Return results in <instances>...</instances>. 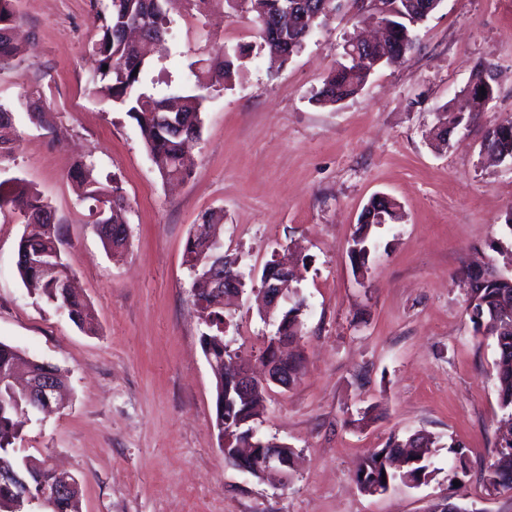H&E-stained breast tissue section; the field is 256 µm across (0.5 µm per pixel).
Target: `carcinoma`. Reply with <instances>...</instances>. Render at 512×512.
<instances>
[{"mask_svg": "<svg viewBox=\"0 0 512 512\" xmlns=\"http://www.w3.org/2000/svg\"><path fill=\"white\" fill-rule=\"evenodd\" d=\"M163 0H108L105 9L95 13L98 23V38L92 50L96 57V67L90 77L93 92L121 107L132 119L140 132L144 146L164 179H185L192 174L193 163L185 153V144L199 137L201 113L205 95L201 91L214 86L218 77L226 82L237 74L238 62L250 56L251 46L240 45L230 56L226 53L211 59L193 72L200 92L180 95L179 124L189 127V132L179 136L177 130L159 122L165 109L172 102L168 96L157 97L145 90L149 64L141 54L137 43L128 40L127 31L137 27L146 29L145 35L155 45H163L168 30V20L162 6ZM321 0H188L194 9L202 13L213 5L226 4L233 9L254 16L258 23V33L263 49L270 60L285 63L297 53L304 43L313 36L309 29L310 18L317 14ZM393 5L392 13L386 18L390 27L384 43L372 48L371 54L386 57L387 62H400L415 47L414 32L408 31L405 17L419 0H383ZM20 17L17 15L14 0H0V65L18 58L21 48L15 41L13 31ZM108 69H103V66ZM371 75L370 63L347 61L339 64L323 79L322 85L313 95L321 105L336 104L355 96ZM496 73L491 64L479 62L474 66L471 85L463 88L468 102L464 117H458L456 110L446 107L444 112L452 115V120L440 121L448 130L434 133V138L447 142V132L458 126L469 127L480 112V88L495 84ZM22 105L32 122L50 130L52 125L47 117V109L41 96L33 92L22 94ZM482 146L488 153L497 155L504 162L512 161V120H506L489 129L482 136ZM92 162L78 161L69 172V178L77 186L80 197L94 200L102 205L103 211L96 221V227L104 223H126L127 202L119 183L103 184L93 176ZM17 215L23 232L17 246L16 268L21 281L32 286L47 303L64 310L69 319L83 328L92 324V309L88 302L75 291H66L64 282L69 279V265L54 255L58 244L61 226L56 224L54 213L48 202L23 181L17 180L6 192L0 190V213ZM222 216L214 212L202 215V224L208 226L211 236H188L184 249V263L193 271L191 295L198 308L207 331L201 338L204 355L216 377V401L225 402L228 416L242 422L240 431L254 429V423L263 406L265 388L254 389L247 398H242L234 381L224 378V360L238 358V354L227 351L224 342V303L222 295L210 289L205 281L204 265L200 258L211 253L220 254V221ZM401 219L399 206L387 196H374L364 207L359 228L353 238L355 249L350 258L353 263L365 266L370 247L367 229L375 224L396 223ZM506 292L512 298V283L502 281L486 288H475L470 302L474 307ZM303 300L291 297L288 311L281 318L283 326L266 337L259 349L258 360L274 353L284 345H293L302 338L303 321L301 309ZM476 331L494 339L497 358L495 360L498 381V397L503 412L502 421L512 426V314H486L481 323L473 322ZM28 371V380H38L49 371L57 370L32 358L26 357L16 347L0 341V464L15 470L19 485L0 484V512H27L30 503L18 496L19 488L28 489L34 495L49 481L53 480L52 469L45 461L32 456L18 454L13 447L22 425L21 417L33 414L38 407L23 389L16 386L13 375L19 368ZM421 455L415 462L396 470L393 461L401 448L389 440L384 448L368 455L356 474L358 488L369 493L375 487L384 488L382 479L394 481L406 476H429L431 458L438 448L437 438L425 434L419 437ZM512 476V453L501 454L496 461V470L486 476L487 485L494 490H512V480L500 482L498 478ZM80 491L56 499L51 512H79Z\"/></svg>", "mask_w": 512, "mask_h": 512, "instance_id": "cac0c4a2", "label": "carcinoma"}]
</instances>
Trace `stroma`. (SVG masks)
I'll return each instance as SVG.
<instances>
[{
  "mask_svg": "<svg viewBox=\"0 0 512 512\" xmlns=\"http://www.w3.org/2000/svg\"><path fill=\"white\" fill-rule=\"evenodd\" d=\"M15 9L27 50L0 66V104L13 112L0 184L23 180L50 203L94 315L93 330L80 329L25 288L16 269L23 226L0 214V341L57 366L67 384L63 407L24 425L20 454L72 473L80 512H429L449 495L471 512H512V491L485 483L501 417L496 350L473 328L460 273L489 264L512 274V169L480 153L484 130L512 119V0H441L405 63L379 68L332 106L311 96L355 32L349 15L331 17L272 70L255 22L173 0L167 51L147 78L156 95L193 92L191 61L252 47L205 103L193 173L175 184L162 180L126 113L89 90L92 0H15ZM480 59L499 73L495 98L436 148L428 132ZM25 90L41 95L52 130L20 108ZM83 158L123 188V256L105 250L91 202L68 177ZM378 194L400 204L403 220L375 226L359 273L349 248ZM207 211L223 212L224 250L239 257L246 283L224 332L241 357L254 360L274 332L255 302L264 265L283 252L299 263L302 373L290 388L269 387L255 424L296 454L284 486L224 463L215 378L183 264ZM419 432L440 443L426 483L358 489L366 456ZM451 443L466 473L452 474Z\"/></svg>",
  "mask_w": 512,
  "mask_h": 512,
  "instance_id": "35a3bbf8",
  "label": "stroma"
}]
</instances>
